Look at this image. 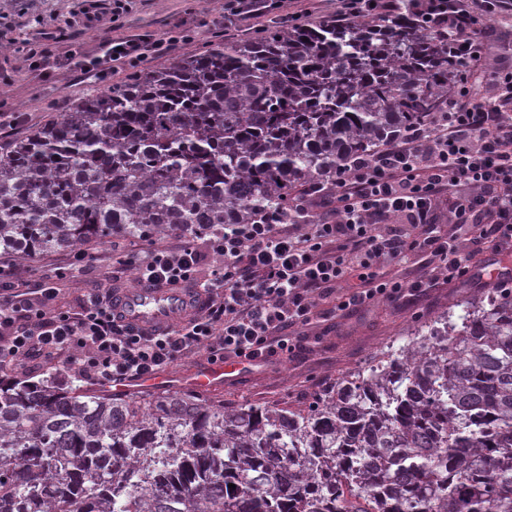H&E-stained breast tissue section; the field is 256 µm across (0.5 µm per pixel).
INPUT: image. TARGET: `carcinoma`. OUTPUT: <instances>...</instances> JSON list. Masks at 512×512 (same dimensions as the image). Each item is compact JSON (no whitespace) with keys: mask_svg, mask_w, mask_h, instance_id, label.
<instances>
[{"mask_svg":"<svg viewBox=\"0 0 512 512\" xmlns=\"http://www.w3.org/2000/svg\"><path fill=\"white\" fill-rule=\"evenodd\" d=\"M448 56L394 16L135 72L0 156V252L248 224L436 111ZM408 339L294 410L1 376L0 512H512V291Z\"/></svg>","mask_w":512,"mask_h":512,"instance_id":"1","label":"carcinoma"}]
</instances>
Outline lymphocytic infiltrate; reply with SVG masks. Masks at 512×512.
<instances>
[{
    "instance_id": "1",
    "label": "lymphocytic infiltrate",
    "mask_w": 512,
    "mask_h": 512,
    "mask_svg": "<svg viewBox=\"0 0 512 512\" xmlns=\"http://www.w3.org/2000/svg\"><path fill=\"white\" fill-rule=\"evenodd\" d=\"M395 14L452 43L467 70L458 93L330 182L291 195L287 207L206 229L203 246L178 224L146 251L112 242L97 258L112 272L79 312L53 309L58 287L32 283L0 258V358L62 352L103 383L142 378L201 349L213 363L234 356L268 365L303 348L327 298L345 317L471 278L475 253L511 248L512 71L484 72L483 32L468 0H339L336 19ZM191 38L180 30L108 39L81 71L97 82ZM128 275L154 288L195 289L204 309L169 330L126 324L112 312V286Z\"/></svg>"
}]
</instances>
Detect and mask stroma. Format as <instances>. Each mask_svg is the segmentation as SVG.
<instances>
[{
	"label": "stroma",
	"instance_id": "35a3bbf8",
	"mask_svg": "<svg viewBox=\"0 0 512 512\" xmlns=\"http://www.w3.org/2000/svg\"><path fill=\"white\" fill-rule=\"evenodd\" d=\"M225 0H138L135 9L114 27L116 37L159 38L173 26L186 22L196 27L191 43L174 53L149 59L152 71L196 55L216 38L213 27L201 18L224 13ZM77 0H0V110L24 115V122L0 130V154L10 145L52 122L76 102L100 93L101 84L85 80L80 67L86 58L99 55L104 27L75 26L68 37L45 40L50 57L33 67L22 50L23 40L35 38L29 26L32 16L66 20ZM299 15L301 21L319 24L334 21L336 0H282L267 16L249 21L258 29L280 21L283 15ZM478 25L488 38L481 45L482 64L492 70L512 60V16H480ZM512 270V251H484L475 259L476 276L429 289L423 295L394 304L386 301L347 318L320 319L305 353L281 359L274 366L252 365L233 373L222 385L205 390V398L223 401L225 407L244 405L304 408L336 382L365 369L390 346L402 344L407 334L464 298H477L497 285L499 272Z\"/></svg>",
	"mask_w": 512,
	"mask_h": 512
}]
</instances>
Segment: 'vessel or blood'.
<instances>
[{"label": "vessel or blood", "instance_id": "b4317fda", "mask_svg": "<svg viewBox=\"0 0 512 512\" xmlns=\"http://www.w3.org/2000/svg\"><path fill=\"white\" fill-rule=\"evenodd\" d=\"M117 313L125 322L151 327L173 325L179 318L193 311L196 302L186 291L179 288H150L137 286L121 289L115 295ZM238 363L212 365L194 371L186 380L187 386L201 390L220 383L237 371Z\"/></svg>", "mask_w": 512, "mask_h": 512}]
</instances>
